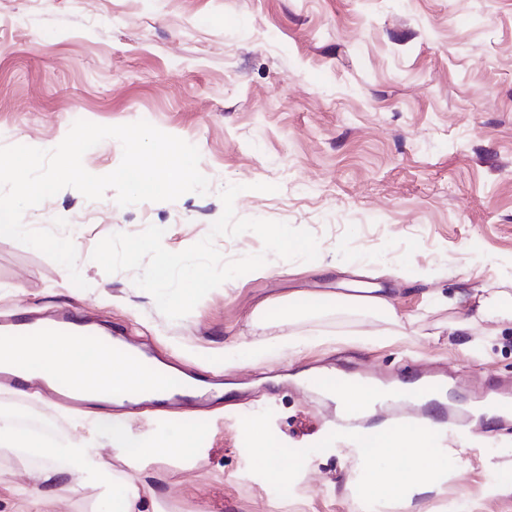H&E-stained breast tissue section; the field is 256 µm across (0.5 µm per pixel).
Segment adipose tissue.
<instances>
[{
  "instance_id": "adipose-tissue-1",
  "label": "adipose tissue",
  "mask_w": 512,
  "mask_h": 512,
  "mask_svg": "<svg viewBox=\"0 0 512 512\" xmlns=\"http://www.w3.org/2000/svg\"><path fill=\"white\" fill-rule=\"evenodd\" d=\"M447 307L463 306L464 311L450 324L453 334L466 335L480 323L512 321V292L501 289L473 293L460 289L454 298L446 299ZM0 365L24 367L30 379L66 378L82 391L92 392L94 400L112 402L121 393L134 387L151 391L154 378L89 343L46 336H24L11 341H0ZM92 429L108 435L116 458L149 463L164 456L193 459L197 456L194 431H184L177 439L143 441L130 428L112 420L109 415H96ZM0 436L7 438L15 448H42L46 466L42 481L63 485L68 473L81 472L111 486L114 499L131 504L138 500L153 501L154 494L145 483L110 472L95 448L87 441L41 445L39 440L26 435L24 430L0 425Z\"/></svg>"
}]
</instances>
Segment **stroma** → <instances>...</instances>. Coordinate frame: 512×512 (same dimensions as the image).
Returning <instances> with one entry per match:
<instances>
[{"label":"stroma","mask_w":512,"mask_h":512,"mask_svg":"<svg viewBox=\"0 0 512 512\" xmlns=\"http://www.w3.org/2000/svg\"><path fill=\"white\" fill-rule=\"evenodd\" d=\"M146 120L195 145L207 194L116 205L73 188L28 209L23 222L79 225L73 243L86 288L40 251L0 237V319L25 308L90 318L191 375L217 381L225 349L247 344L231 392L189 419L136 408L144 438L203 430L199 462L163 458L141 471L96 443L111 470L137 474L159 512H366L346 451L311 454L289 497L249 470L241 419L272 409L271 429L302 449L321 441L326 399L297 383L337 361L391 373L446 369L458 399L512 381V323L498 335L448 334L437 299L468 286H512V0H0V146L55 148L74 121ZM276 185L273 193L256 191ZM241 186L237 217L312 232L315 260L269 256L262 268L210 291L177 320L162 314L135 272L92 260L114 233L163 228L182 251L222 214L219 193ZM362 281L387 293L401 336L371 310L338 305L292 324L297 291L340 292ZM25 413L80 440L97 408L17 399ZM454 476L417 497L418 512H512V428L458 436ZM39 449L19 462L0 444V512H97L105 488L81 473L51 490ZM34 495H18V486Z\"/></svg>","instance_id":"obj_1"}]
</instances>
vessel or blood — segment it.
<instances>
[{
  "mask_svg": "<svg viewBox=\"0 0 512 512\" xmlns=\"http://www.w3.org/2000/svg\"><path fill=\"white\" fill-rule=\"evenodd\" d=\"M87 327V321L78 320L68 310L60 311L39 322L33 321L28 315L19 314L0 321V336H20L34 328L44 336L62 334L80 340L87 336ZM91 338L103 351L114 352L139 371H154V361L141 348L128 342L113 345L111 337L108 336L96 335ZM351 378L355 385L369 392L370 399L360 406L337 403L335 413L325 420V432L339 431L343 434L342 439L336 442L337 447H351L352 442L345 439V432L372 435L400 424V410L405 406L413 407L415 410L413 424L439 432V445L443 448L447 447L449 437L457 430L463 429L471 435L481 436L488 429L484 413L472 412L459 401L454 396L446 375L390 374L376 378L355 369L351 372ZM48 391L54 400L65 405L78 406L87 402L85 394L74 391L62 380L53 381ZM155 392L188 409L193 408L204 398L203 385L188 384L174 369L162 378ZM486 407L487 410L494 411L496 421L504 422L511 418L512 386L497 389L495 398L488 401Z\"/></svg>",
  "mask_w": 512,
  "mask_h": 512,
  "instance_id": "1",
  "label": "vessel or blood"
}]
</instances>
